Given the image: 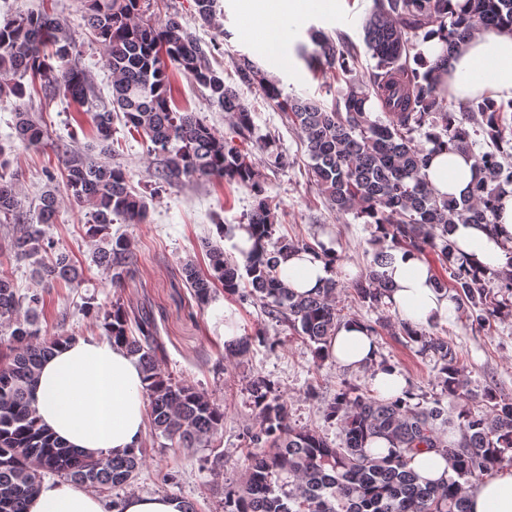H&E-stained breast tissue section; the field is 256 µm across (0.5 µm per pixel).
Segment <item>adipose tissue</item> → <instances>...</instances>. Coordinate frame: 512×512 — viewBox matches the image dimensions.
<instances>
[{"mask_svg": "<svg viewBox=\"0 0 512 512\" xmlns=\"http://www.w3.org/2000/svg\"><path fill=\"white\" fill-rule=\"evenodd\" d=\"M246 15L263 18L270 27L297 19L307 0H242ZM446 80L462 99L489 95L512 99V32L490 31L462 42L448 61ZM440 194L461 196L476 176L473 158L456 150L433 153L424 171ZM451 238L470 265L501 268L512 247V187L502 199L494 228L456 224ZM280 277L299 294L315 292L332 278L326 261L308 252L288 256ZM392 289L387 300L399 320L421 330L449 318L454 305L434 288L432 273L415 252L398 251L384 269ZM329 354L336 364L371 371L373 390L383 398L404 396L408 387L395 368L379 364L368 325L341 324ZM142 370L117 342L78 337L46 358L33 389L34 405L45 426L67 446L95 456H120L139 446L147 425ZM469 512H512V470L498 471L468 494ZM27 512H181V502L165 494L130 495L110 507L98 495L65 480L43 481Z\"/></svg>", "mask_w": 512, "mask_h": 512, "instance_id": "adipose-tissue-1", "label": "adipose tissue"}]
</instances>
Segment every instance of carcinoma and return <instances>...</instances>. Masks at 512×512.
Listing matches in <instances>:
<instances>
[{
  "mask_svg": "<svg viewBox=\"0 0 512 512\" xmlns=\"http://www.w3.org/2000/svg\"><path fill=\"white\" fill-rule=\"evenodd\" d=\"M148 0H85V26L105 48L112 73V107L93 104L88 75L69 65L75 44L66 23L45 10L18 13L0 25V97L26 96L25 79H37L47 98L63 97L83 108L103 151L112 141V125L124 127L151 142L163 155L154 175L160 184L182 175L198 180H223L250 190L253 206L247 229L259 248L239 267L217 243L205 242L207 271L194 260L182 275L200 306L208 305L221 284L224 293L263 306L268 317L287 326L306 342L325 350L343 322L336 305L342 289L370 308L386 305L390 286L381 268L393 252L434 253L448 278L433 275L436 289L449 295L457 313L479 331L512 298V249L503 269L488 273L458 254L451 240L454 224L497 223L498 206L512 186V99L478 97L461 101L441 84V72L458 44L475 33L512 28V0H373L363 23V43L375 60L371 70L358 69L359 47L346 34L332 35L312 27L314 45L299 48L309 69L336 70L340 87L331 106L296 94L285 95L252 60L236 64L240 81L257 84L266 100L298 127L305 137L311 170L321 193L338 215L352 214L376 226L378 238L389 245L374 255L373 264L358 278L344 283L337 274L315 294L301 295L280 279L282 258L299 250L324 256L332 264L334 251L316 248L304 239L281 236L272 240L274 215L260 173L245 144L251 142V110L237 90L225 84L210 54L174 15L157 26L144 18ZM197 19L216 24L218 0H194ZM438 37V58L424 57L422 45ZM207 91L208 101L233 115L230 133L220 138L194 112L171 107L168 64ZM385 118H372L374 102ZM16 138L26 147L38 146L45 131L31 113H15ZM426 144L417 141L416 135ZM441 146L470 154L477 178L459 199L441 197L424 178L431 152ZM64 175L63 190L48 189L40 196L35 219L24 209L11 161L0 147V217L16 225L6 249L15 259L38 258L39 279L53 287L78 285L83 270L69 254L55 251L54 241L36 224L55 223L59 193L88 209L87 234L95 238L115 221L143 224L148 220L146 199L135 194L127 173L98 162L78 150L57 156ZM135 246L124 235L108 237L98 249L96 265L112 286L122 288L131 277ZM498 281V292L488 288ZM28 306H23V302ZM43 299L19 293L13 278L0 273V331L9 333V359L0 369V512H27L45 475L55 474L103 496L131 489L144 449L122 457L86 456L54 440L40 425L32 388L42 361L67 336L40 338L34 318ZM28 309L20 318L22 308ZM109 339L136 357L144 374L151 433L179 448L211 444L224 426V411L204 390L179 381L159 363L164 348L158 326L149 312L128 314L119 304L103 313ZM402 333L421 344L439 367L440 383L448 397L467 388L458 350L426 330L399 323ZM138 335H133V331ZM260 331L224 345L231 355L249 352ZM248 390L257 410L246 428V480L224 492V512H468L466 499L473 485L512 459V400L484 394L487 411L459 413L458 438H443L447 423L441 400L431 406L399 399H381L375 392L344 388L327 404L325 418L341 428L342 442L333 447L315 430L295 429L287 420L280 395L261 376ZM390 444L387 451L369 448L375 439ZM26 452L17 454L16 449ZM435 451L450 463L452 475L443 485H423L409 467L412 457Z\"/></svg>",
  "mask_w": 512,
  "mask_h": 512,
  "instance_id": "obj_1",
  "label": "carcinoma"
}]
</instances>
